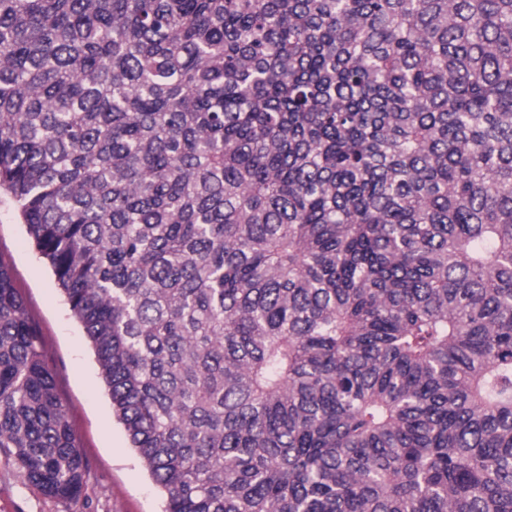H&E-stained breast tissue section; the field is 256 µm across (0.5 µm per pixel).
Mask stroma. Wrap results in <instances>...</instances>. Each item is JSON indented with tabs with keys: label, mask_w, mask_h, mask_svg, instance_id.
Instances as JSON below:
<instances>
[{
	"label": "stroma",
	"mask_w": 512,
	"mask_h": 512,
	"mask_svg": "<svg viewBox=\"0 0 512 512\" xmlns=\"http://www.w3.org/2000/svg\"><path fill=\"white\" fill-rule=\"evenodd\" d=\"M0 260L38 328L45 358L79 449L89 463L81 495H42L0 450V512H163L164 500L113 412L99 365L81 324L36 251L13 198L0 193Z\"/></svg>",
	"instance_id": "stroma-1"
}]
</instances>
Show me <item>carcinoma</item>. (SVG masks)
Listing matches in <instances>:
<instances>
[{
    "label": "carcinoma",
    "mask_w": 512,
    "mask_h": 512,
    "mask_svg": "<svg viewBox=\"0 0 512 512\" xmlns=\"http://www.w3.org/2000/svg\"><path fill=\"white\" fill-rule=\"evenodd\" d=\"M0 190L164 512H512V0H0ZM0 263V449L88 462Z\"/></svg>",
    "instance_id": "cac0c4a2"
}]
</instances>
